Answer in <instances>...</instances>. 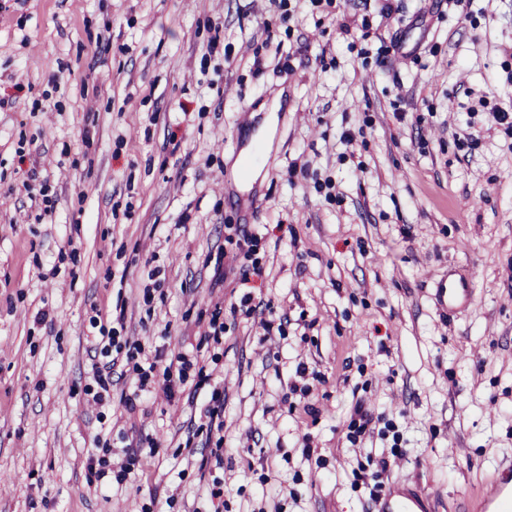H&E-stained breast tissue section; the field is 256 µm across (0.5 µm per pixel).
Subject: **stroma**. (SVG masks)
Returning <instances> with one entry per match:
<instances>
[{
    "label": "stroma",
    "mask_w": 512,
    "mask_h": 512,
    "mask_svg": "<svg viewBox=\"0 0 512 512\" xmlns=\"http://www.w3.org/2000/svg\"><path fill=\"white\" fill-rule=\"evenodd\" d=\"M341 9L0 0V512H208L216 482L219 512H378L352 471L395 442L384 486L472 512L512 466V137L489 121L512 113V0ZM279 92L263 175L237 188L232 167ZM468 133L471 152L454 142ZM296 162L308 178L290 176ZM232 224L258 239L263 274L245 285L233 261L224 281L213 270ZM452 271L473 301L450 316L436 289ZM247 294L283 334L228 315L215 350V303ZM119 310L121 336L204 361L209 387L155 389L132 414L125 382L103 408L79 396L89 319ZM301 364L311 416L285 399ZM213 385L224 458L203 469L174 452ZM359 403L380 423L353 446ZM102 427L117 463L139 436L160 445L96 488L86 457Z\"/></svg>",
    "instance_id": "35a3bbf8"
}]
</instances>
